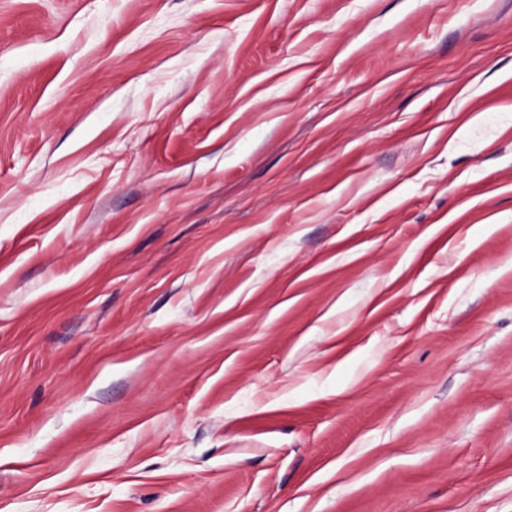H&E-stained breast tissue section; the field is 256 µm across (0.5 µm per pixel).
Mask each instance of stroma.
I'll return each instance as SVG.
<instances>
[{
	"instance_id": "1",
	"label": "stroma",
	"mask_w": 512,
	"mask_h": 512,
	"mask_svg": "<svg viewBox=\"0 0 512 512\" xmlns=\"http://www.w3.org/2000/svg\"><path fill=\"white\" fill-rule=\"evenodd\" d=\"M0 512H512V0H0Z\"/></svg>"
}]
</instances>
